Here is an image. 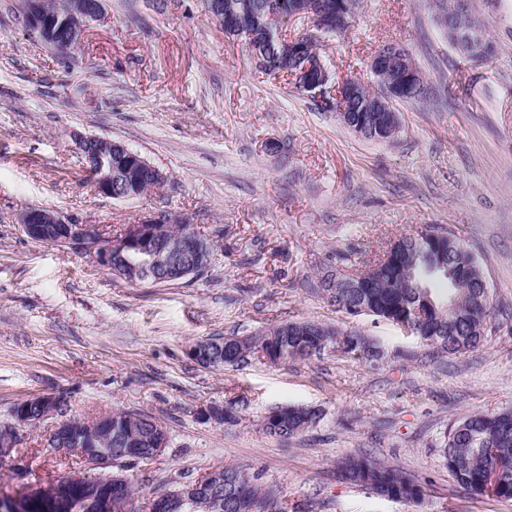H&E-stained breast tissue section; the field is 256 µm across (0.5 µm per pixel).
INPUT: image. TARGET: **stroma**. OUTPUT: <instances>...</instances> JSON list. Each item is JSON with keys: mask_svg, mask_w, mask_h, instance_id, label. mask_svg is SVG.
Instances as JSON below:
<instances>
[{"mask_svg": "<svg viewBox=\"0 0 512 512\" xmlns=\"http://www.w3.org/2000/svg\"><path fill=\"white\" fill-rule=\"evenodd\" d=\"M496 46L466 61L433 0H361L320 54L335 78L377 80L370 61L403 46L426 100L400 102L398 134L357 136L284 80L259 75L202 0H108L78 47L58 52L28 31L18 0H0V425L19 401L60 395L74 417L134 409L169 446L120 468L140 497L234 464L277 486L288 512H512L471 498L441 452L449 429L512 408V0H472ZM119 140L166 176L130 199L98 195L76 135ZM46 208L109 233L149 214L186 217L219 243L203 277L130 284L94 257L27 238L20 213ZM454 231L477 259L494 315L483 347L437 362L396 326L336 312L307 289L340 255L377 249L425 226ZM355 328L380 361L333 350L305 361L206 368L201 339L248 336L287 320ZM233 405L240 420L204 418ZM288 405L320 409L281 441L261 427ZM43 424L22 432V469L0 462V493L84 473L50 455ZM370 455L426 483L422 503L341 480L335 462Z\"/></svg>", "mask_w": 512, "mask_h": 512, "instance_id": "1", "label": "stroma"}]
</instances>
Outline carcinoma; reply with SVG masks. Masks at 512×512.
Returning a JSON list of instances; mask_svg holds the SVG:
<instances>
[{
	"label": "carcinoma",
	"mask_w": 512,
	"mask_h": 512,
	"mask_svg": "<svg viewBox=\"0 0 512 512\" xmlns=\"http://www.w3.org/2000/svg\"><path fill=\"white\" fill-rule=\"evenodd\" d=\"M224 16L240 39L256 29L257 23L288 22L294 0H223ZM437 19L451 18L469 10L468 0H436ZM289 37L268 44L260 71L273 78L291 69ZM447 284L445 291L433 283ZM336 310L350 317L373 316L387 321L428 346L434 355L445 357L473 352L486 340L492 306L482 271L462 240L452 231L429 227L415 235L389 240L359 273L327 272L309 285ZM224 355L216 368L237 367L252 358L276 364L303 360L332 347L356 358L374 359L373 343L361 331L333 328L318 322L288 321L251 336H224ZM153 416L136 410L112 411V434L120 435L114 448L131 458L146 456L154 447ZM317 422V412L290 407L273 420L263 419V431L286 441ZM443 453L448 471L458 485L474 495L487 492L512 500V411L470 415L450 429ZM342 476L394 501L419 502L423 485L400 469L367 455H348L337 462ZM224 512H287L279 490L263 486L259 476L226 465ZM112 499L121 504L118 512H140L130 483L112 482Z\"/></svg>",
	"instance_id": "carcinoma-1"
}]
</instances>
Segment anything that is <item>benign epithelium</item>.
<instances>
[{
    "instance_id": "7a95c632",
    "label": "benign epithelium",
    "mask_w": 512,
    "mask_h": 512,
    "mask_svg": "<svg viewBox=\"0 0 512 512\" xmlns=\"http://www.w3.org/2000/svg\"><path fill=\"white\" fill-rule=\"evenodd\" d=\"M324 0H303L300 15L313 26L314 33L341 29L349 23L357 9L354 0H336L330 7H323ZM32 27L48 46L59 48L63 43H79L84 40L89 26L100 20L106 10V0H83L72 12V18L61 21L44 13L43 0H30L27 5ZM280 27H262L252 34L249 48L258 63L264 62L266 45L280 36ZM452 43L463 45L483 44L481 31L466 18L459 17L448 25ZM374 74L387 72L390 80L382 86L380 94L392 100H402L412 89L424 87V77L415 66L405 49L391 46L371 61ZM300 74L306 79L300 83L303 94L332 108L344 124H349V104L359 101V82L349 79L338 86L322 58L306 61ZM86 168L93 178L96 193L115 200L138 197L135 186L143 179L153 178L159 182L164 175L139 153L124 143L104 140L96 136H81L77 139ZM18 224L31 240L43 244L70 247L92 255L99 266L115 276L135 283L158 281L178 268L180 263L189 262L191 272L203 273L211 265L213 239L202 235L188 221L171 213L157 212L135 224H128L122 232L108 236L97 224H83L60 212L49 209L31 208L19 215ZM156 224H184L186 230L176 240H160L156 236ZM68 401L60 396H32L18 402L13 410L14 421L0 430V460H15V450L21 441V431L27 427L40 426L51 420L53 425L46 439V451L53 455L59 451L76 453L89 469L98 473L77 488L76 495L96 508V512H110L112 509V473L104 469L123 458L115 455L112 448H88L85 439L94 438L101 431H112V426L95 419L83 427H71L66 418ZM209 489L202 490L201 482L182 486L174 495L166 494L150 499L152 504L165 505L174 502L198 503L203 512L207 510V499L218 494L222 484L219 471L210 472ZM55 494L43 486L30 485L23 493L11 497L16 512H57L50 503Z\"/></svg>"
}]
</instances>
